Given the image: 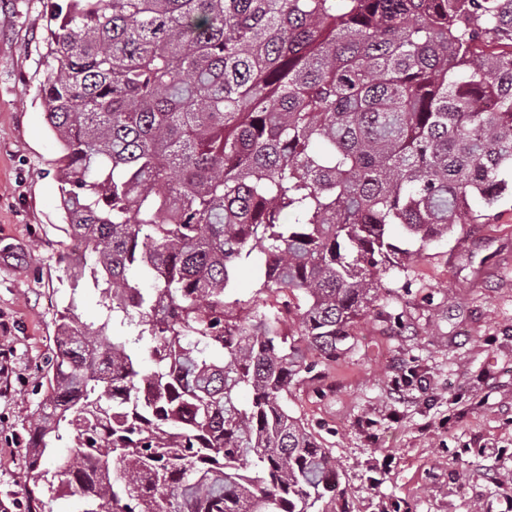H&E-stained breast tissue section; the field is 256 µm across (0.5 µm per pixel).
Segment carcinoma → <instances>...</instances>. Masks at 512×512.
Masks as SVG:
<instances>
[{
    "label": "carcinoma",
    "mask_w": 512,
    "mask_h": 512,
    "mask_svg": "<svg viewBox=\"0 0 512 512\" xmlns=\"http://www.w3.org/2000/svg\"><path fill=\"white\" fill-rule=\"evenodd\" d=\"M49 7L59 261L101 310L57 313L29 512H336V459L288 397L407 270L396 236L446 238L512 192V0ZM242 262L292 300L234 297ZM98 300L99 293L94 288H82L81 282L78 294L76 295L77 313L81 314L83 320L88 323L97 322Z\"/></svg>",
    "instance_id": "cac0c4a2"
}]
</instances>
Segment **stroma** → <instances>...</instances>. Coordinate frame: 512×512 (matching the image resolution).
<instances>
[{
  "mask_svg": "<svg viewBox=\"0 0 512 512\" xmlns=\"http://www.w3.org/2000/svg\"><path fill=\"white\" fill-rule=\"evenodd\" d=\"M47 0H0V501L26 504L28 427L58 310L96 321L95 289L58 262L63 148L40 93ZM383 277L336 361L296 386L289 410L340 465L347 512H512V198ZM402 377L401 392L390 389ZM496 453L477 454L480 444Z\"/></svg>",
  "mask_w": 512,
  "mask_h": 512,
  "instance_id": "1",
  "label": "stroma"
}]
</instances>
